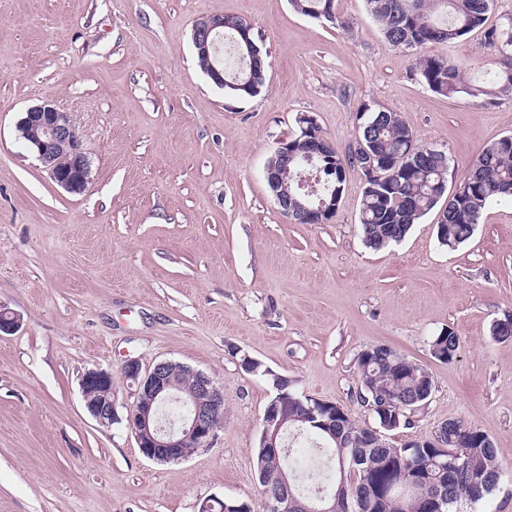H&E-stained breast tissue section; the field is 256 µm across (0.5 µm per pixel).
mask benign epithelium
<instances>
[{
	"mask_svg": "<svg viewBox=\"0 0 512 512\" xmlns=\"http://www.w3.org/2000/svg\"><path fill=\"white\" fill-rule=\"evenodd\" d=\"M239 29L246 47V55L258 62L263 72L264 57L257 41H249L252 25L241 20ZM224 37V18L202 17L192 28V44L195 54L210 58ZM302 129L299 138L280 143L265 167V180L281 213L289 220L307 224H325L336 216V188L330 187L320 194L315 173L299 172V185L307 188L304 196L317 195V204H301L288 209V182L284 171L289 163L302 158L313 164L315 156L324 155L322 138L315 132L317 120L310 113L298 117ZM17 128L27 134V145L36 154L49 177L68 193L80 194L87 189L91 175V161L77 131L71 113L51 101L29 107L17 122ZM123 373L126 379L136 384L135 404L129 416V427L142 454L160 463L179 461L188 457L186 449L198 450L211 444L215 432L224 416V387L217 384L206 373L179 362L161 361L149 369H143L137 358L125 360ZM82 393L90 415L102 426L119 421L117 396L112 381V372L104 369L90 370L82 378ZM183 401L190 412L175 427L161 424L160 411L164 403ZM303 415L296 414L293 406L275 399L265 409L261 448L265 453L279 457L283 452L282 432L290 420L304 422L317 418L318 413L333 407L344 411V407L333 402L314 400V404L303 405ZM295 477L286 470L281 471L279 487L270 495H264L266 512H336V504H329L323 497L304 498L294 492Z\"/></svg>",
	"mask_w": 512,
	"mask_h": 512,
	"instance_id": "obj_1",
	"label": "benign epithelium"
}]
</instances>
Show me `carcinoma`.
<instances>
[{
    "instance_id": "cac0c4a2",
    "label": "carcinoma",
    "mask_w": 512,
    "mask_h": 512,
    "mask_svg": "<svg viewBox=\"0 0 512 512\" xmlns=\"http://www.w3.org/2000/svg\"><path fill=\"white\" fill-rule=\"evenodd\" d=\"M366 10L395 47L415 55V68L421 81L436 94L452 97L464 94L491 101L512 92V27L485 31V43L498 58V69L488 83L469 78L466 67L432 53L439 44L458 41L484 24L495 0H364ZM292 8L315 20L334 22L336 0H290ZM239 19L224 18V34L236 66L225 69L224 95L247 99L258 95L249 82L250 68L241 60ZM358 135L376 157V171H363L365 187L359 208V224L367 247L380 250L401 241L413 224L436 207L443 209L441 245L466 242L479 224L487 204L494 198L512 195V135L487 146L472 163L470 172L448 192L450 165L438 163L433 147L418 142L410 126L395 112L374 109L368 103L357 107ZM330 157L315 159L322 168V184L336 186L341 196L347 171L353 167L349 151L329 148ZM434 358L451 362L460 347V337L450 327L433 337ZM359 395L401 403L395 420L409 423L407 404L423 397L434 385L425 379L420 364L398 352L383 348L367 358L357 359ZM336 419L342 438L335 441L321 427L300 420L288 422L285 437L310 445L316 463L307 469L294 466L290 456L261 459V448L254 450L253 465L263 489H274L279 468L297 476V491L304 497L336 499V512H430L432 497L443 490L442 512H457L464 502L484 500L498 485L501 461L498 448L483 432L459 420L447 421L441 442L447 445L444 458L430 438L409 448L389 444L377 448L369 443L368 429L357 425L349 412L325 419ZM355 461V470L340 473L342 461ZM464 465L457 481L448 482L445 461ZM335 475L331 488L320 480V473Z\"/></svg>"
}]
</instances>
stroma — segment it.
<instances>
[{"instance_id": "35a3bbf8", "label": "stroma", "mask_w": 512, "mask_h": 512, "mask_svg": "<svg viewBox=\"0 0 512 512\" xmlns=\"http://www.w3.org/2000/svg\"><path fill=\"white\" fill-rule=\"evenodd\" d=\"M338 13L332 25L289 0H0V309L21 317L0 335V512H200L217 499L266 512L252 455L274 378L371 425L357 359L375 345L427 365L435 383L390 446L465 422L503 464L465 512H512V338L492 334L512 316V206L489 204L454 250L433 211L374 251L358 221L360 170L327 224L290 223L264 179L299 114L342 148L366 102L444 151L458 187L512 134V96L437 95L364 0H338ZM206 15L252 24L268 53L257 96L227 98L201 71L191 31ZM436 52L478 81L496 69L478 30ZM45 99L72 112L89 153L83 193L55 184L18 137L21 112ZM448 326L460 347L443 363L430 341ZM130 357L223 385L210 446L179 462L144 457L126 422ZM246 357L263 373L246 372ZM97 368L118 393L109 427L81 393Z\"/></svg>"}]
</instances>
